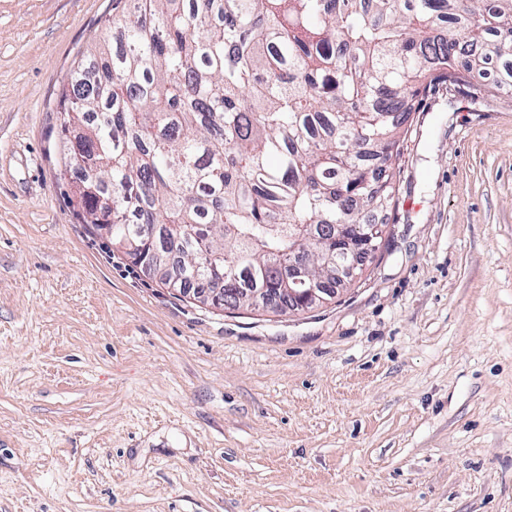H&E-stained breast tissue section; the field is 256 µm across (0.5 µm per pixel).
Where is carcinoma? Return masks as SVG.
Masks as SVG:
<instances>
[{
	"label": "carcinoma",
	"instance_id": "1",
	"mask_svg": "<svg viewBox=\"0 0 512 512\" xmlns=\"http://www.w3.org/2000/svg\"><path fill=\"white\" fill-rule=\"evenodd\" d=\"M442 84L512 87V0H112L60 100L61 177L97 183L79 214L126 255L183 243L166 274L187 288L236 264L247 310L296 250L324 274L328 225L396 206L405 125Z\"/></svg>",
	"mask_w": 512,
	"mask_h": 512
}]
</instances>
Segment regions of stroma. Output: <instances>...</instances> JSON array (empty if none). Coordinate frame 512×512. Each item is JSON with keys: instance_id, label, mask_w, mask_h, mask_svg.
Listing matches in <instances>:
<instances>
[{"instance_id": "1", "label": "stroma", "mask_w": 512, "mask_h": 512, "mask_svg": "<svg viewBox=\"0 0 512 512\" xmlns=\"http://www.w3.org/2000/svg\"><path fill=\"white\" fill-rule=\"evenodd\" d=\"M112 0H0V512H512V106L413 113L374 259L218 312L82 224L59 102Z\"/></svg>"}]
</instances>
